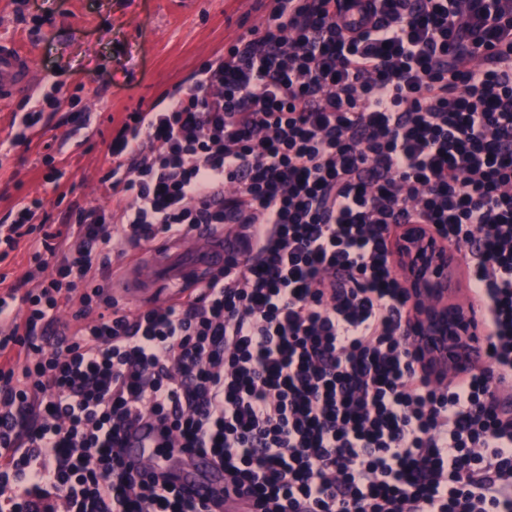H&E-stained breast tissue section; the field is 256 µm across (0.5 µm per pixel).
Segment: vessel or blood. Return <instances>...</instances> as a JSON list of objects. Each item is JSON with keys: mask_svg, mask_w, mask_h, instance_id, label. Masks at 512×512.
<instances>
[{"mask_svg": "<svg viewBox=\"0 0 512 512\" xmlns=\"http://www.w3.org/2000/svg\"><path fill=\"white\" fill-rule=\"evenodd\" d=\"M38 75L29 56L9 41L0 42V102L30 95ZM237 255L233 234L199 226L188 237L160 242L145 249L140 265L129 270L120 295L149 306L168 298L172 287L192 290L222 269ZM162 451L158 432L141 424L126 439L125 462L141 474L158 468ZM184 466L175 474V484L198 500L211 498L224 485L223 472L207 455L183 452Z\"/></svg>", "mask_w": 512, "mask_h": 512, "instance_id": "vessel-or-blood-1", "label": "vessel or blood"}]
</instances>
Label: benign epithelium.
<instances>
[{"mask_svg":"<svg viewBox=\"0 0 512 512\" xmlns=\"http://www.w3.org/2000/svg\"><path fill=\"white\" fill-rule=\"evenodd\" d=\"M399 277L419 312L410 325L437 369L461 368L478 352L462 346L477 335V318L462 305L448 304V253L441 252L419 224H409L395 247Z\"/></svg>","mask_w":512,"mask_h":512,"instance_id":"1","label":"benign epithelium"}]
</instances>
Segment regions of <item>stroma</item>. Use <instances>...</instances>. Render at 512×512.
<instances>
[{"mask_svg": "<svg viewBox=\"0 0 512 512\" xmlns=\"http://www.w3.org/2000/svg\"><path fill=\"white\" fill-rule=\"evenodd\" d=\"M0 0V40L30 52L41 75L32 98L0 104V217L41 200L50 223L71 202L113 206L99 179L109 165L113 123L191 83L198 67L249 29L267 6L257 0ZM41 109L40 137L68 161L71 187L59 199L42 179L41 155L12 144L14 114Z\"/></svg>", "mask_w": 512, "mask_h": 512, "instance_id": "1", "label": "stroma"}]
</instances>
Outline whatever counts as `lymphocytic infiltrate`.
<instances>
[{
    "instance_id": "obj_1",
    "label": "lymphocytic infiltrate",
    "mask_w": 512,
    "mask_h": 512,
    "mask_svg": "<svg viewBox=\"0 0 512 512\" xmlns=\"http://www.w3.org/2000/svg\"><path fill=\"white\" fill-rule=\"evenodd\" d=\"M108 152L116 207L0 224V262L30 255L23 285L0 273L8 512H224L126 469L146 419L247 512H512V0H270ZM202 224L245 259L135 310L102 285ZM405 224L464 253L483 303L459 378L409 334Z\"/></svg>"
}]
</instances>
